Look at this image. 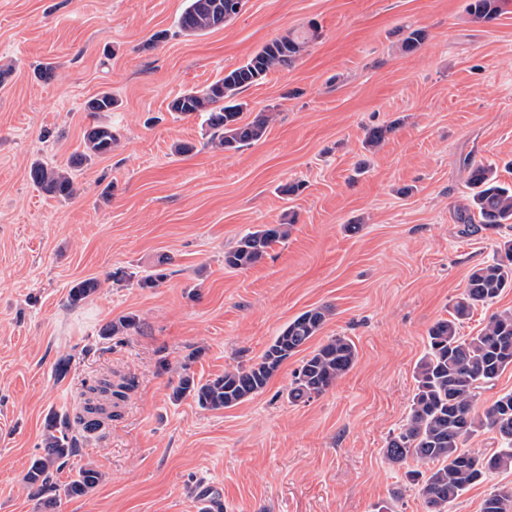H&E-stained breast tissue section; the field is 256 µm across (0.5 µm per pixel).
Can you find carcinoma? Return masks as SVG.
Returning <instances> with one entry per match:
<instances>
[{"mask_svg":"<svg viewBox=\"0 0 512 512\" xmlns=\"http://www.w3.org/2000/svg\"><path fill=\"white\" fill-rule=\"evenodd\" d=\"M244 0H185L179 16V29L187 35H200L235 19ZM468 14L475 20L489 21L497 13L496 0H469ZM318 36V27L310 25L304 35L288 33L271 40L254 52L246 62L200 91L175 98L170 110L180 115L204 114L211 129L212 147L237 151L260 141L270 116L260 113L249 122L242 121L244 103L237 96L264 79L268 73L290 67L306 44ZM117 106L112 93L105 91L88 102L94 114L110 112ZM116 141L112 126L96 124L85 132L84 150L76 158L80 163L112 152ZM34 184L45 193L68 198L75 191L72 165L52 166L42 162L30 168ZM471 193L465 207L458 210L461 224H480V229L497 231L512 224V187L498 182L493 168L482 163L469 170ZM289 225L263 224L247 232L224 253V265L247 269L257 264L275 242L287 237ZM97 283L84 280L69 291V300L77 305L96 291ZM508 288H512V240L499 246V255L475 267L467 285L452 307L451 318L437 321L428 331L427 351L416 365V392L406 422L387 441L385 457L393 464L409 459L430 463L423 476L420 493L427 512H448V504L465 490L482 484L501 470L512 468V391L500 394L482 414L475 413V403L482 390L495 385L501 374L512 368V310L493 313L474 336L460 335V328L478 306H487ZM329 308L306 310L288 322L274 337L260 360L248 367L226 371L204 383L183 374L174 387L172 398L191 397L205 410L235 407L262 392L280 366L301 351L321 330ZM131 317H121L103 330L112 337L134 327ZM355 343L346 336H333L307 354L293 371L288 400L307 403L333 388L357 360ZM85 409L98 410L99 397L124 398L125 392L99 379L86 386ZM87 430L96 423L82 415L72 421L47 424L43 454L35 457L23 482L30 497L42 508L57 504L59 492L67 497H81L95 488L102 473L92 465L81 467L76 475L61 485L55 474L79 452V445L69 435V425ZM488 429L499 437L500 446L489 456H474L463 450V443L476 432ZM481 512H512V491L493 490L483 499Z\"/></svg>","mask_w":512,"mask_h":512,"instance_id":"cac0c4a2","label":"carcinoma"}]
</instances>
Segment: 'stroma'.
Segmentation results:
<instances>
[{
    "mask_svg": "<svg viewBox=\"0 0 512 512\" xmlns=\"http://www.w3.org/2000/svg\"><path fill=\"white\" fill-rule=\"evenodd\" d=\"M467 4L245 0L190 36L177 26L185 0H0V512H41L23 476L49 417L99 378L127 383V398L58 479L88 463L103 478L55 512H202L204 489L223 512H426L407 478L418 462L391 464L384 448L408 417L429 328L512 239L510 226L467 234L456 219L469 164L512 185V0L488 22ZM312 24L320 36L291 67L239 96L243 120L273 115L260 141L218 151L203 117L170 111ZM417 28L424 43L403 51ZM104 91L119 108L90 114ZM97 123L118 141L76 169L74 195L36 187L32 162H67ZM374 126L387 134L370 151ZM292 183L300 193L281 194ZM287 221L259 263L225 268L243 234ZM154 272L158 286L140 287ZM90 278L97 291L70 304ZM322 306L311 346L341 335L358 351L323 395L289 402L296 354L238 406L172 400L182 371L206 381L251 365ZM123 316L136 327L104 338Z\"/></svg>",
    "mask_w": 512,
    "mask_h": 512,
    "instance_id": "stroma-1",
    "label": "stroma"
}]
</instances>
